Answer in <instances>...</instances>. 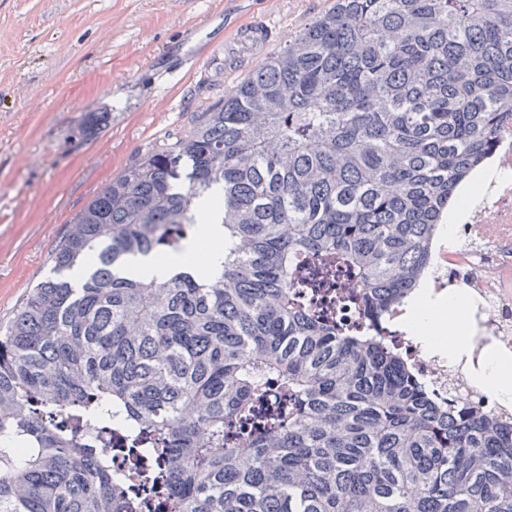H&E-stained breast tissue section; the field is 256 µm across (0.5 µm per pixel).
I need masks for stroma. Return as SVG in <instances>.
Returning <instances> with one entry per match:
<instances>
[{"label":"stroma","instance_id":"35a3bbf8","mask_svg":"<svg viewBox=\"0 0 512 512\" xmlns=\"http://www.w3.org/2000/svg\"><path fill=\"white\" fill-rule=\"evenodd\" d=\"M335 0H0V323L74 216ZM256 21L264 53L236 43Z\"/></svg>","mask_w":512,"mask_h":512}]
</instances>
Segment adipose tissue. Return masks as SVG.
<instances>
[{"label":"adipose tissue","instance_id":"ef3b65f1","mask_svg":"<svg viewBox=\"0 0 512 512\" xmlns=\"http://www.w3.org/2000/svg\"><path fill=\"white\" fill-rule=\"evenodd\" d=\"M197 216L200 237L188 247L187 253L197 266L213 270L219 266V255L212 244L223 237L224 229L218 222L212 202H200ZM407 329L429 345L447 346V357L451 360L461 355L469 339L465 308L454 295L432 303L426 297H419L412 307ZM477 382L493 395L512 397V357H503L495 347H488L487 360Z\"/></svg>","mask_w":512,"mask_h":512}]
</instances>
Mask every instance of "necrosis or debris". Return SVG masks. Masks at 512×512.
<instances>
[{"label":"necrosis or debris","instance_id":"obj_1","mask_svg":"<svg viewBox=\"0 0 512 512\" xmlns=\"http://www.w3.org/2000/svg\"><path fill=\"white\" fill-rule=\"evenodd\" d=\"M463 235L455 243L437 238L432 245L430 278L435 291L464 293L466 312L478 334L474 349L486 337L512 352V125L501 127L485 165L474 180L461 186ZM406 306L394 309L385 331L392 344L415 361L436 398L448 395L449 382L472 386L465 365L422 354L415 337L402 328Z\"/></svg>","mask_w":512,"mask_h":512}]
</instances>
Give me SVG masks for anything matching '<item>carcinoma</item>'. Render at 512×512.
<instances>
[{
	"mask_svg": "<svg viewBox=\"0 0 512 512\" xmlns=\"http://www.w3.org/2000/svg\"><path fill=\"white\" fill-rule=\"evenodd\" d=\"M508 122L512 0H336L106 184L0 330V512H124L117 411L171 512H512V422L294 297L302 257L375 320L411 301ZM212 197L220 270L138 274Z\"/></svg>",
	"mask_w": 512,
	"mask_h": 512,
	"instance_id": "obj_1",
	"label": "carcinoma"
}]
</instances>
